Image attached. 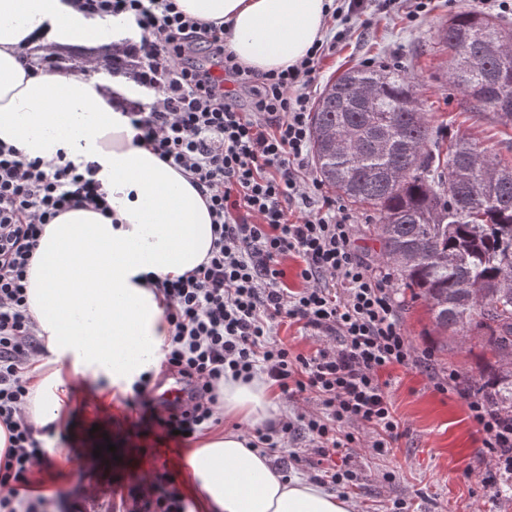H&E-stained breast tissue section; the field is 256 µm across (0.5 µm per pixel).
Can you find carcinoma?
<instances>
[{
  "label": "carcinoma",
  "instance_id": "obj_1",
  "mask_svg": "<svg viewBox=\"0 0 512 512\" xmlns=\"http://www.w3.org/2000/svg\"><path fill=\"white\" fill-rule=\"evenodd\" d=\"M468 109L512 96V23L461 10L436 29ZM320 180L378 214L381 260L422 299L433 331L483 353L474 390L512 415V163L464 134L443 141L412 77L352 67L328 81L310 117Z\"/></svg>",
  "mask_w": 512,
  "mask_h": 512
}]
</instances>
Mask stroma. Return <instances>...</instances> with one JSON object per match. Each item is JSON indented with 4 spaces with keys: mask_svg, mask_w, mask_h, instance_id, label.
I'll use <instances>...</instances> for the list:
<instances>
[{
    "mask_svg": "<svg viewBox=\"0 0 512 512\" xmlns=\"http://www.w3.org/2000/svg\"><path fill=\"white\" fill-rule=\"evenodd\" d=\"M461 10L512 19V9L500 11L495 0H431L429 14L415 22L396 9L371 5L367 15L343 21L348 36L324 58L319 84L358 64L411 73L434 129L466 135L511 162L512 127L498 124L492 114L477 116L464 109L463 95L449 78L448 52L435 43L437 26ZM397 296L403 303L402 327L418 355L417 363L389 373L401 435L392 447L379 449L373 445L374 434L361 431L357 448L336 456L337 466L352 471L354 486L344 491L336 485L333 493L344 494L353 512H398L401 502L409 512H512V487L495 499L484 490L488 466L478 453L481 435L464 401L434 388L435 376L450 368L466 378L477 376L478 353L457 346L446 353L436 349L424 303L403 290ZM99 390L96 383L78 386L66 424L45 441L50 465L31 475L34 490L56 489L54 512H67L75 501L85 512H123L121 497L134 474L159 484L178 482L186 451L195 445L191 439L159 442L151 425L129 406V392L106 400ZM108 443L115 445L116 459L95 457L94 447ZM271 463L287 477L315 480L324 470L304 437L272 456Z\"/></svg>",
    "mask_w": 512,
    "mask_h": 512,
    "instance_id": "obj_1",
    "label": "stroma"
}]
</instances>
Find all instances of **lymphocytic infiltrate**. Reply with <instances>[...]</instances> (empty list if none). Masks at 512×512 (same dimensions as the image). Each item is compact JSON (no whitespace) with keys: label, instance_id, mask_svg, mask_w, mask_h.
I'll return each instance as SVG.
<instances>
[{"label":"lymphocytic infiltrate","instance_id":"f902f5d3","mask_svg":"<svg viewBox=\"0 0 512 512\" xmlns=\"http://www.w3.org/2000/svg\"><path fill=\"white\" fill-rule=\"evenodd\" d=\"M103 18L128 14L141 30L132 52L137 80L154 100L129 113L135 142L180 170L212 217L206 260L176 279L155 282L170 334L162 371L179 378L186 399L174 407L150 394L151 374L132 387L131 404L164 439L198 436L219 424L218 385L225 374L263 373L284 399L308 395L317 412L308 440L321 456L358 441L351 424L376 432V447L398 435L400 421L382 375L409 366L390 273L360 257L351 216L324 195L308 166L310 98L330 43L315 44L296 65L256 74L224 48V29L185 15L176 0H69ZM249 98L241 108L240 95ZM94 165L29 161L0 145V512H47L31 495L30 475L49 452L23 410L39 352V328L26 297L27 270L46 224L74 207L111 217ZM300 261L304 286L288 289L283 261ZM335 338L314 355L274 338L283 321ZM482 435L480 453L512 479V417L476 393L466 395ZM130 512H186L174 487L134 483Z\"/></svg>","mask_w":512,"mask_h":512}]
</instances>
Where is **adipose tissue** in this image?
Masks as SVG:
<instances>
[{
    "label": "adipose tissue",
    "mask_w": 512,
    "mask_h": 512,
    "mask_svg": "<svg viewBox=\"0 0 512 512\" xmlns=\"http://www.w3.org/2000/svg\"><path fill=\"white\" fill-rule=\"evenodd\" d=\"M329 0H177L196 19L224 26V43L262 74L298 63L322 39ZM134 19L105 20L68 0H0V142L25 159L64 154L96 174L111 217L71 209L46 225L27 276V302L44 352L25 415L34 428L61 427L78 384L131 388L160 360L169 325L146 275L174 279L202 263L211 217L198 191L150 147L133 141L129 119L96 76L36 66L32 47L137 38ZM220 408L231 426L202 436L184 474L196 512H352L312 481L276 475L243 427L275 423L280 408L265 380L225 378Z\"/></svg>",
    "instance_id": "adipose-tissue-1"
}]
</instances>
